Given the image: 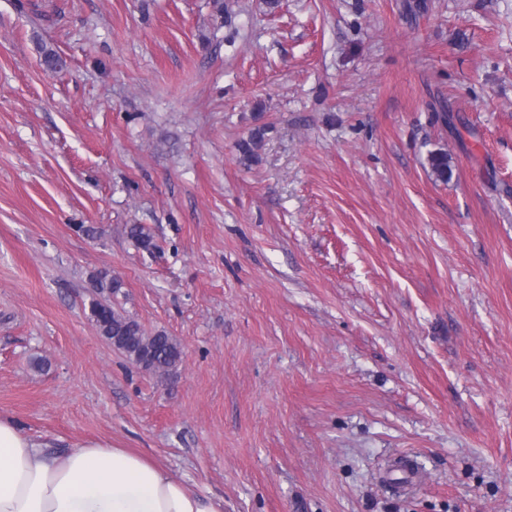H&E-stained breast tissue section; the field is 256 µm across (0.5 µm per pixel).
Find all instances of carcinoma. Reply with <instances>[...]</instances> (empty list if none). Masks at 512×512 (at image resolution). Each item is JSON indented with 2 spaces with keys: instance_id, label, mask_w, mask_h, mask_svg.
<instances>
[{
  "instance_id": "cac0c4a2",
  "label": "carcinoma",
  "mask_w": 512,
  "mask_h": 512,
  "mask_svg": "<svg viewBox=\"0 0 512 512\" xmlns=\"http://www.w3.org/2000/svg\"><path fill=\"white\" fill-rule=\"evenodd\" d=\"M267 128H255L248 139L238 144V151L243 160L252 162L259 158ZM433 173L445 182L450 176L448 155L436 152L430 156ZM130 237L143 248L152 246V236L142 224H133L129 229ZM90 315L99 329L101 336L111 342L116 341L122 353L131 362H144L151 365L152 372H167L179 360L181 351L178 343L165 333L147 335L141 325L134 319L126 317L115 310L107 300L92 301Z\"/></svg>"
}]
</instances>
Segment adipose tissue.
Listing matches in <instances>:
<instances>
[{"mask_svg":"<svg viewBox=\"0 0 512 512\" xmlns=\"http://www.w3.org/2000/svg\"><path fill=\"white\" fill-rule=\"evenodd\" d=\"M0 512H224L164 465L111 443L58 450L0 416Z\"/></svg>","mask_w":512,"mask_h":512,"instance_id":"ef3b65f1","label":"adipose tissue"}]
</instances>
